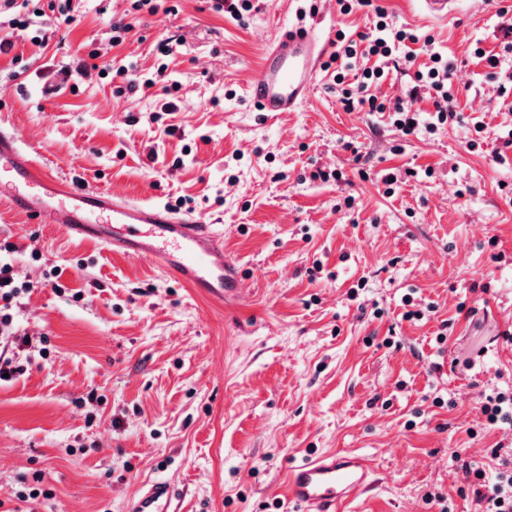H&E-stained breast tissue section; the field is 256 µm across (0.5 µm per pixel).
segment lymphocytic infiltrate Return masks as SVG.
<instances>
[{"mask_svg": "<svg viewBox=\"0 0 512 512\" xmlns=\"http://www.w3.org/2000/svg\"><path fill=\"white\" fill-rule=\"evenodd\" d=\"M375 24L372 33L347 39L345 33H338L341 45L329 58L327 65L334 73L336 89L346 107L356 105L371 112H390L394 115L393 124L401 135L409 136L417 128L434 131L445 124L454 112L453 78L457 69L455 59L441 53L432 39H419L410 28L397 23L383 7H375ZM420 44L428 62L415 70L416 83L428 87L434 93V111L426 120H419L404 102H384L370 94L369 89L378 83L385 74L389 61L401 53L407 44ZM369 60V67L360 69L357 59ZM360 70L356 86H348L347 78L353 70ZM474 512H512V469L495 468L491 474L478 477L473 488Z\"/></svg>", "mask_w": 512, "mask_h": 512, "instance_id": "1", "label": "lymphocytic infiltrate"}]
</instances>
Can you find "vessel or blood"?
Instances as JSON below:
<instances>
[{"label": "vessel or blood", "instance_id": "1", "mask_svg": "<svg viewBox=\"0 0 512 512\" xmlns=\"http://www.w3.org/2000/svg\"><path fill=\"white\" fill-rule=\"evenodd\" d=\"M423 14L445 21L458 0H421ZM328 47L322 29L292 26L263 47L246 93L262 116L295 112L311 95ZM0 202L27 216L59 225L71 236L103 244L160 269L219 301L240 296L241 276L224 257V237L206 217L157 204H142L90 188L63 184L34 160L14 133L0 129ZM373 465L353 452L322 454L291 465L290 501L302 512H342L357 495L376 487ZM169 482L146 484L126 512H177Z\"/></svg>", "mask_w": 512, "mask_h": 512}]
</instances>
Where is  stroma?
<instances>
[{
	"instance_id": "35a3bbf8",
	"label": "stroma",
	"mask_w": 512,
	"mask_h": 512,
	"mask_svg": "<svg viewBox=\"0 0 512 512\" xmlns=\"http://www.w3.org/2000/svg\"><path fill=\"white\" fill-rule=\"evenodd\" d=\"M53 2L30 0L27 29L0 22V126L60 180L218 220L245 298L221 305L0 203V260L36 285L15 314L36 352L0 383V512H124L153 480L180 512H294L288 466L328 451L366 455L379 478L345 512H472L461 462L512 450L481 410L512 390V0L503 15L461 0L445 22L374 0L458 62L457 118L405 139L389 113L345 110L325 74L273 119L245 96L281 28L323 17L354 37L371 9ZM477 45L499 55L497 80Z\"/></svg>"
}]
</instances>
